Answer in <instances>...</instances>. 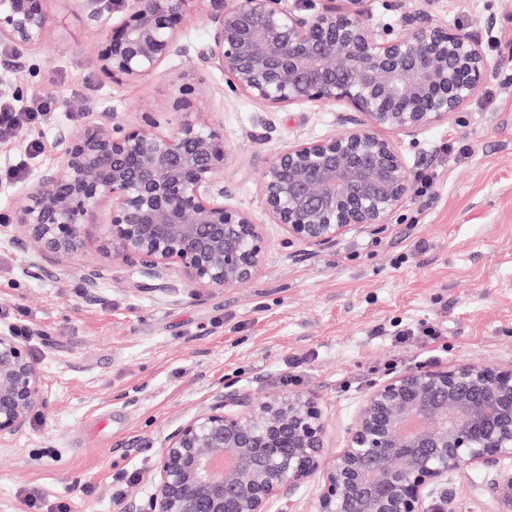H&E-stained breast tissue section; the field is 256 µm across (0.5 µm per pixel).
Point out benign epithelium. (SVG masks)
<instances>
[{
	"mask_svg": "<svg viewBox=\"0 0 512 512\" xmlns=\"http://www.w3.org/2000/svg\"><path fill=\"white\" fill-rule=\"evenodd\" d=\"M99 26L97 58L113 82L145 80L187 52L183 26L201 14L197 57L227 87L264 106L341 105L352 128L289 144L259 179L263 211L288 245L333 246L354 229L390 224L411 195L414 169L388 130L413 140L461 111L495 66L479 40L430 21L412 0H386L393 23L375 31L376 0H72ZM47 0H0V64L8 71L51 42ZM209 88L188 75L174 132L152 112L102 118L57 137L60 164L24 188L0 223L23 230L56 261L85 251L83 227L103 221V248L138 269L143 289L184 283L236 288L265 257L264 225L230 202L218 173L230 155L207 109ZM91 299L102 279L80 269ZM45 377L28 347L0 333V440L46 405ZM327 424L314 396L262 400L218 390L165 439L150 471L155 492L115 512H300L299 488L322 474L310 512H424L432 489L464 468L512 459V369L464 363L410 369L362 400L345 448L325 462Z\"/></svg>",
	"mask_w": 512,
	"mask_h": 512,
	"instance_id": "7a95c632",
	"label": "benign epithelium"
}]
</instances>
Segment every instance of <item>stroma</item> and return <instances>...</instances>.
Segmentation results:
<instances>
[{"mask_svg":"<svg viewBox=\"0 0 512 512\" xmlns=\"http://www.w3.org/2000/svg\"><path fill=\"white\" fill-rule=\"evenodd\" d=\"M47 10L54 42L6 75L17 110L55 96V111L32 130L45 150L31 155L21 138L0 134V170L19 167L31 179L57 166L59 131H78L105 109L128 120L158 113L161 132H171L181 118L173 109L180 77L194 70L210 86L209 110L230 146L224 187L259 217L258 178L270 157L345 129L337 106L269 108L230 91L197 58L202 17L184 29L187 55L116 84L99 67L95 25L69 0H48ZM428 11L433 23L476 36L497 66L448 123L401 138L433 184L411 193L392 223L310 254L266 225L255 279L188 285L175 296L141 289L138 270L103 251L102 225L85 226L84 254L54 264L18 244V226L0 223V331L26 328L48 402L24 432L0 441V512H31V491L44 512L60 502L71 512H113L117 493H153L146 475L165 437L221 387L258 399L314 394L334 454L365 395L394 376L419 366L512 367V0H430ZM88 261L106 271L91 299L75 275ZM431 325L433 339L422 334ZM509 470L512 460L460 470L426 499L425 512L445 503L452 512H504L500 482Z\"/></svg>","mask_w":512,"mask_h":512,"instance_id":"1","label":"stroma"}]
</instances>
